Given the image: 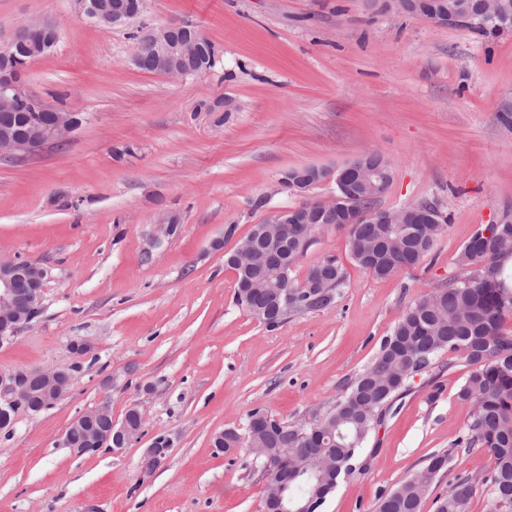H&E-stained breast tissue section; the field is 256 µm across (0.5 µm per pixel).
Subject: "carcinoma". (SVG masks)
Segmentation results:
<instances>
[{"instance_id":"cac0c4a2","label":"carcinoma","mask_w":512,"mask_h":512,"mask_svg":"<svg viewBox=\"0 0 512 512\" xmlns=\"http://www.w3.org/2000/svg\"><path fill=\"white\" fill-rule=\"evenodd\" d=\"M137 68L156 72L151 46L135 36ZM420 206L437 216V223L427 225L424 235L413 234L409 224H377L364 220L359 224H339L348 234L352 259L374 277L385 279L419 265L427 257L441 232L445 218L433 203ZM308 240L288 248L284 272L270 266L264 252L254 254L250 277L266 286L285 283L303 297L302 311L330 307L339 295L345 274L338 260L327 256L313 265L301 281L292 276V266L312 245ZM464 273L414 300L382 343L372 364L359 373L336 398V402L313 420L288 426V433L270 432L254 427L253 419L263 409L252 410L242 428L247 447L252 441L266 449L261 457H252L260 469L283 466L294 456L305 454L310 446L336 449L342 467L359 460L363 444L380 423L382 408L415 375L427 372L446 352L472 366L457 398L472 405L467 433L457 445L486 448L493 457V467L483 479L489 498V512H512V367L505 366L503 355L512 356V335L502 332L507 316H512V223L501 224L498 236L481 248L467 241L456 257ZM235 303L250 313L271 307L266 294L246 299L234 293ZM437 473L426 466L382 496L377 512H421ZM333 475L320 471L304 480H294L288 489V503L297 509L311 504L308 512H322L331 493ZM475 491L471 479L459 477L437 495L435 512H466Z\"/></svg>"}]
</instances>
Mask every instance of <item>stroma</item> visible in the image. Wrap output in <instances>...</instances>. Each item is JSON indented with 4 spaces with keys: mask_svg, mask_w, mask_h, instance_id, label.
Here are the masks:
<instances>
[{
    "mask_svg": "<svg viewBox=\"0 0 512 512\" xmlns=\"http://www.w3.org/2000/svg\"><path fill=\"white\" fill-rule=\"evenodd\" d=\"M39 20L60 41L32 65L28 88L84 121L66 144L0 157V257L49 270L38 316L0 346V375L55 368L72 385L0 432V512H263L261 473L244 452H216L215 435L258 407L297 424L333 404L407 306L460 276L455 259L476 226L512 216V128L498 119L512 101V32L483 39L379 0H147L141 24L106 32L74 0H0V35ZM172 22L215 44V68L173 79L132 64L139 25ZM369 151L393 168L378 207L432 202L447 216L431 254L377 279L330 224L293 275L339 259L346 280L332 306L268 327L235 305L225 252L268 211L335 189L283 191V172ZM260 197L266 206L254 207ZM76 342L91 355H76ZM468 373L443 356L412 378L322 512H374L435 454L448 464L422 512L459 476L478 484L467 512H487L479 481L491 456L456 444L471 413L456 397ZM105 401L118 421L138 404L140 439L119 454L73 452L69 424ZM159 435L169 456L143 473Z\"/></svg>",
    "mask_w": 512,
    "mask_h": 512,
    "instance_id": "stroma-1",
    "label": "stroma"
}]
</instances>
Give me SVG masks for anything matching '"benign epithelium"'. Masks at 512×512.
<instances>
[{
  "mask_svg": "<svg viewBox=\"0 0 512 512\" xmlns=\"http://www.w3.org/2000/svg\"><path fill=\"white\" fill-rule=\"evenodd\" d=\"M384 7L396 13L419 16L436 27H451L472 18L463 15L461 8L448 10L445 7L423 10L418 0H383ZM79 13L94 20L103 29L127 25L144 11V0H131L123 5L107 9L101 0H75ZM55 28L48 21H37L19 27L18 33L8 40H0V110H11L21 104L30 108L27 113L28 129L24 133L14 125L0 126V154L11 158H23L47 146L65 142L82 124L84 117L79 112H69L49 105L30 92L25 77L36 62V55L44 48V41L58 42V37L49 36L46 29ZM142 39L155 51L159 68L158 74L168 78H185L193 70V63L199 57V45L193 37L178 38L175 27L164 25L151 27L142 33ZM333 181L350 197L353 209L363 218L379 215V220L390 221L393 211L361 207L366 199L364 188L383 196L391 185L380 168H358L348 163L337 169L318 166L292 168L284 172L279 181L280 188L292 189L305 194L311 187ZM343 198L334 194L318 205L322 209L312 212L300 204L294 207L271 211L265 218L266 224H316L329 223L336 211L341 209ZM259 231L238 245V265L248 269L249 257L259 244ZM49 275L47 268L30 261L14 259L0 260V345L13 342L40 311L41 293ZM72 378L69 373L57 369H42L15 374L7 379L0 376V429L13 424L14 414L24 408L39 413L55 406L70 392ZM142 427H133L128 418L112 420V410L104 401L94 409L79 414L69 425L63 443L78 453L90 452L96 448H110L121 451L138 441ZM170 440L156 438L145 449L143 459L156 467L166 458ZM266 499L278 504L279 512H290L284 505L286 486L277 481L271 473L264 475Z\"/></svg>",
  "mask_w": 512,
  "mask_h": 512,
  "instance_id": "benign-epithelium-1",
  "label": "benign epithelium"
}]
</instances>
